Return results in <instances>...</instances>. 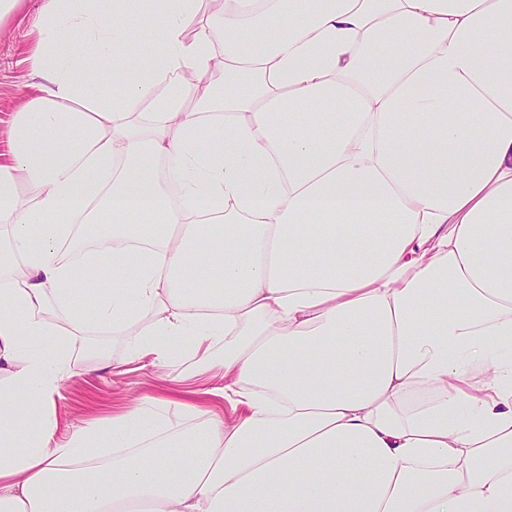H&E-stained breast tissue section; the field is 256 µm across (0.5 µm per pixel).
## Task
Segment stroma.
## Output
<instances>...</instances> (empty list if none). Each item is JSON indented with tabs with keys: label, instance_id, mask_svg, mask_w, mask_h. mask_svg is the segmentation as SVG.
Here are the masks:
<instances>
[{
	"label": "stroma",
	"instance_id": "35a3bbf8",
	"mask_svg": "<svg viewBox=\"0 0 512 512\" xmlns=\"http://www.w3.org/2000/svg\"><path fill=\"white\" fill-rule=\"evenodd\" d=\"M40 0H27L25 9L0 23V150L8 148L7 131L13 112L32 81L23 51ZM125 346L103 330L73 340L72 376L56 400L60 419L71 426L121 412L143 396L179 394L174 378L186 368L178 361L169 369L124 363Z\"/></svg>",
	"mask_w": 512,
	"mask_h": 512
}]
</instances>
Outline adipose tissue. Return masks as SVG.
Here are the masks:
<instances>
[{"instance_id": "obj_1", "label": "adipose tissue", "mask_w": 512, "mask_h": 512, "mask_svg": "<svg viewBox=\"0 0 512 512\" xmlns=\"http://www.w3.org/2000/svg\"><path fill=\"white\" fill-rule=\"evenodd\" d=\"M102 1L0 157V512H512V0ZM102 327L232 416L61 431Z\"/></svg>"}]
</instances>
